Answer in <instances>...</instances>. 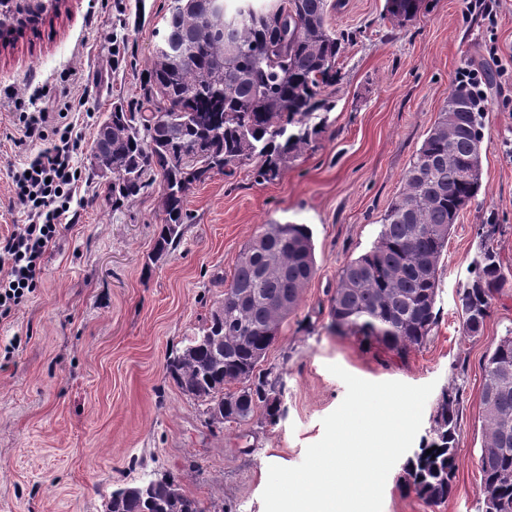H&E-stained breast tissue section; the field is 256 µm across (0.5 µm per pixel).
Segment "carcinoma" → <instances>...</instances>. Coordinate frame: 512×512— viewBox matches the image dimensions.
Returning a JSON list of instances; mask_svg holds the SVG:
<instances>
[{
	"label": "carcinoma",
	"instance_id": "1",
	"mask_svg": "<svg viewBox=\"0 0 512 512\" xmlns=\"http://www.w3.org/2000/svg\"><path fill=\"white\" fill-rule=\"evenodd\" d=\"M425 0H386L399 26L414 21ZM216 0H185L169 8L154 52L144 101L162 102L147 112L116 105L98 125L91 150L98 167L112 171V208L120 209L160 176L163 224L159 253L168 250L189 219L186 193L217 169L262 158L258 176L270 181L280 164L301 152L319 109L318 90L338 81L336 60L344 37L328 22L329 0H238L232 10ZM486 112L463 84L449 93L437 121L403 174L378 237L367 252L347 261L330 298L331 328L362 345H383L404 358L426 343L439 311V271L448 237L461 212L482 188ZM316 275L312 233L305 224H264L244 244L231 283L224 289V317L210 312L200 336L221 333L224 354L205 347L181 352L169 374L181 392L206 407L224 399V419L241 423L263 407L270 422L282 410L279 377L259 371L280 324L295 311ZM512 272L485 249L474 278L459 289L463 328L478 334L495 295ZM483 448L480 493L512 512V332L501 337L483 364ZM241 388L224 393V386ZM462 398L448 390L438 403L432 436L408 458L405 484L429 508L453 493ZM432 453H426V450ZM153 500L169 512H206L184 494L170 503L162 489ZM117 512H153L147 497L117 504Z\"/></svg>",
	"mask_w": 512,
	"mask_h": 512
}]
</instances>
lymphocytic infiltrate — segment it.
<instances>
[{
	"label": "lymphocytic infiltrate",
	"instance_id": "1",
	"mask_svg": "<svg viewBox=\"0 0 512 512\" xmlns=\"http://www.w3.org/2000/svg\"><path fill=\"white\" fill-rule=\"evenodd\" d=\"M58 115L63 123L54 129L57 142L38 151L13 176L16 198L29 221L0 238V318L10 316L34 292L80 180L70 157L77 144L75 125L68 122L67 109Z\"/></svg>",
	"mask_w": 512,
	"mask_h": 512
}]
</instances>
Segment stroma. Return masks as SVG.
Returning a JSON list of instances; mask_svg holds the SVG:
<instances>
[{
    "instance_id": "1",
    "label": "stroma",
    "mask_w": 512,
    "mask_h": 512,
    "mask_svg": "<svg viewBox=\"0 0 512 512\" xmlns=\"http://www.w3.org/2000/svg\"><path fill=\"white\" fill-rule=\"evenodd\" d=\"M495 25L466 0H429L400 27L386 0H340L330 10L349 34L336 61L339 79L322 87L323 124L277 178L261 181V159L233 174L212 172L187 193L191 215L176 244L156 255L158 188L113 209L111 177L91 173L96 123L113 104L142 101L171 0H68L37 31L0 47V235L27 223L15 198L14 170L39 143L17 144L16 113L68 92L82 133L73 163L81 173L36 290L0 318V512H102L117 488L168 476L207 512H264L270 465L300 464L323 435L322 419L346 394L336 364L372 382L434 383L419 438L429 437L443 391L462 395L455 491L428 510L392 468L383 512H483L482 364L512 330V283L496 295L482 331L468 336L458 291L472 277L481 224L512 271V0H488ZM496 42L501 61L486 50ZM485 72L483 188L448 240L429 340L401 359L361 347L331 328L330 296L342 266L368 251L461 68ZM304 224L313 234L317 273L281 323L261 363L280 375L284 415L263 409L247 422L213 428L183 395L166 365L224 297L240 250L264 224Z\"/></svg>"
}]
</instances>
